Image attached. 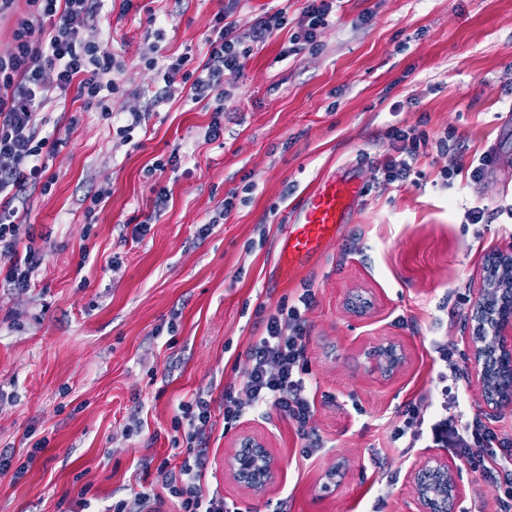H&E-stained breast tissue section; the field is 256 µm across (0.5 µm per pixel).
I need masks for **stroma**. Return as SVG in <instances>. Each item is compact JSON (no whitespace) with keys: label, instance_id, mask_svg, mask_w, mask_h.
Wrapping results in <instances>:
<instances>
[{"label":"stroma","instance_id":"35a3bbf8","mask_svg":"<svg viewBox=\"0 0 512 512\" xmlns=\"http://www.w3.org/2000/svg\"><path fill=\"white\" fill-rule=\"evenodd\" d=\"M303 6L105 0L87 27V40L109 39L119 88L108 119L70 96L45 110L59 139L53 181L19 212L45 258L31 288H0V450L26 468L19 478L0 472V512H107L140 491L143 462L180 463L175 408L200 395L212 413L205 489L234 512H275L283 499L288 512H404L411 460L392 448L387 420L434 393V338L465 363L483 269L512 248V0H337L314 47L294 53ZM282 7L287 26L254 44L253 18ZM227 8L247 56L220 103L224 137L208 142L219 103L189 102L178 84L167 101L155 96L168 58L203 60ZM132 111L144 119L128 132ZM392 126L426 139L414 175L388 185ZM448 132L465 153L440 149ZM175 151L178 169L156 168ZM482 156L484 175L472 179ZM335 176L357 185V206L338 238L289 265L281 248L291 212ZM162 186L169 201L158 212ZM476 207L479 224L469 219ZM142 222L151 229L133 240ZM307 283L311 426L325 448L306 462L276 411L225 424L224 392L247 401L249 342ZM389 342L407 362L386 377L367 353ZM243 430L263 436L281 468L260 497L231 476L227 452ZM40 438L45 448L33 451ZM336 466L342 483L316 499ZM463 475L464 512H499L496 486L473 468Z\"/></svg>","mask_w":512,"mask_h":512}]
</instances>
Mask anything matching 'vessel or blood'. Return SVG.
<instances>
[{"instance_id":"1","label":"vessel or blood","mask_w":512,"mask_h":512,"mask_svg":"<svg viewBox=\"0 0 512 512\" xmlns=\"http://www.w3.org/2000/svg\"><path fill=\"white\" fill-rule=\"evenodd\" d=\"M358 194L352 183L333 178L306 193L293 212L283 243L288 258L304 261L318 254L326 241L336 238Z\"/></svg>"}]
</instances>
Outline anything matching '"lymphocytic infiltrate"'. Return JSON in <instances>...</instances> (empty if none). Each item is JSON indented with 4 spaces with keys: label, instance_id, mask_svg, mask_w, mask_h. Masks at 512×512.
Wrapping results in <instances>:
<instances>
[{
    "label": "lymphocytic infiltrate",
    "instance_id": "f902f5d3",
    "mask_svg": "<svg viewBox=\"0 0 512 512\" xmlns=\"http://www.w3.org/2000/svg\"><path fill=\"white\" fill-rule=\"evenodd\" d=\"M27 2L29 15L17 19L12 45L0 53V284L18 290L30 288L43 261L41 250L23 242L16 206L29 186L41 183L58 142L55 133L45 129L43 111L54 98L72 93L85 104H97L103 117L111 118L106 99L118 88L119 72L108 41L91 43L84 36L102 0ZM333 2L305 0L299 29L292 38L295 50L313 46L317 29L329 23ZM238 42L235 22L218 17L207 38L206 55L187 89L188 99L223 96L225 77L238 74L243 66ZM386 134L397 151L396 157L383 165L384 181L391 185L412 175L422 135L415 128L395 126ZM314 298L311 286H304L295 300L279 304L269 314L262 336L248 345V368L243 377L248 403H240L232 391L224 393L225 423L236 422L248 412L263 415L276 410L295 425L306 461L325 446L311 427L315 395L308 380L303 311ZM433 351L441 388L424 406L397 409L391 440L403 457L423 443L479 461L485 478L501 491V512H512V471L495 466L499 456L512 455V445L492 432L479 413L462 410L454 354L438 341ZM211 417L205 398L179 403L174 426L184 432L181 463L161 462L155 475L160 490H143L132 498L117 500L111 505L112 512H165L168 504L174 512H230L223 497L207 495L203 488L206 450L200 433Z\"/></svg>",
    "mask_w": 512,
    "mask_h": 512
}]
</instances>
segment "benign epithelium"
Wrapping results in <instances>:
<instances>
[{
  "label": "benign epithelium",
  "instance_id": "7a95c632",
  "mask_svg": "<svg viewBox=\"0 0 512 512\" xmlns=\"http://www.w3.org/2000/svg\"><path fill=\"white\" fill-rule=\"evenodd\" d=\"M468 380L482 393L491 418L512 407V277L486 269L467 336ZM374 369L391 377L406 363L404 348L396 343L370 352ZM233 479L260 495L274 487L280 471L267 441L252 431L242 432L230 448ZM413 497L406 512H458L466 495L463 469L453 459L427 449L407 472Z\"/></svg>",
  "mask_w": 512,
  "mask_h": 512
}]
</instances>
